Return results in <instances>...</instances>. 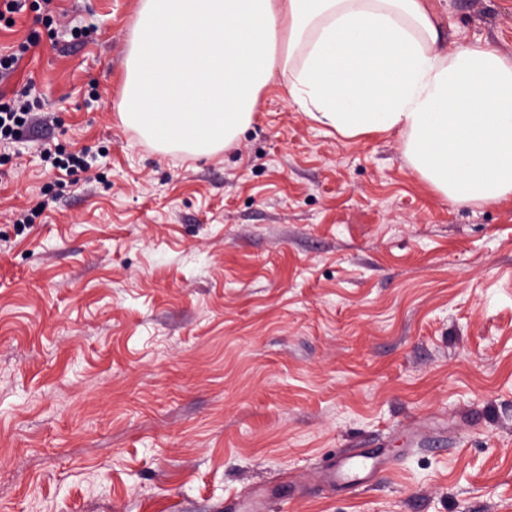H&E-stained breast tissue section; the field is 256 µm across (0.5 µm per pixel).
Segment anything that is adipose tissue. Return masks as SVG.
Returning <instances> with one entry per match:
<instances>
[{
	"instance_id": "1",
	"label": "adipose tissue",
	"mask_w": 512,
	"mask_h": 512,
	"mask_svg": "<svg viewBox=\"0 0 512 512\" xmlns=\"http://www.w3.org/2000/svg\"><path fill=\"white\" fill-rule=\"evenodd\" d=\"M278 73L342 138L405 134L444 196L512 199V59L446 51L426 0H139L119 116L160 152L212 155L236 145Z\"/></svg>"
}]
</instances>
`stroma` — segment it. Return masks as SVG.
<instances>
[{"label":"stroma","mask_w":512,"mask_h":512,"mask_svg":"<svg viewBox=\"0 0 512 512\" xmlns=\"http://www.w3.org/2000/svg\"><path fill=\"white\" fill-rule=\"evenodd\" d=\"M138 4L0 21L35 39L0 99L49 117L0 144V512H512V201L279 81L232 150L157 151L118 116ZM430 7L445 49L512 57V0ZM346 448L394 462L332 481ZM86 158L87 153L85 151L64 155V152L60 149H56L54 152L48 149L45 150L43 154V160L45 162H50L53 168L65 171L67 175H74L79 171H86L90 167Z\"/></svg>","instance_id":"obj_1"}]
</instances>
